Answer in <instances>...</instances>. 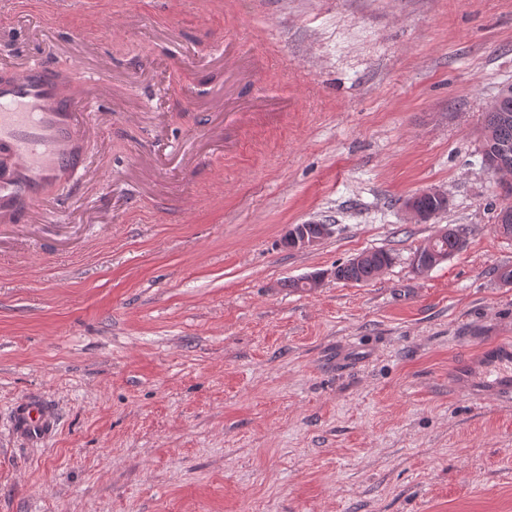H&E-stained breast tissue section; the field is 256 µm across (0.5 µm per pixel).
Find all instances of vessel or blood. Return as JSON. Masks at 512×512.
Here are the masks:
<instances>
[{
	"label": "vessel or blood",
	"instance_id": "obj_1",
	"mask_svg": "<svg viewBox=\"0 0 512 512\" xmlns=\"http://www.w3.org/2000/svg\"><path fill=\"white\" fill-rule=\"evenodd\" d=\"M95 132L86 86L68 67L27 62L0 68V225L20 214L36 218L52 191L64 190L78 175L90 173ZM512 340L502 339L486 365L498 369L491 381L455 380L460 392L480 399L492 395L512 403ZM55 416L36 400L14 409L21 437L39 441L53 429Z\"/></svg>",
	"mask_w": 512,
	"mask_h": 512
}]
</instances>
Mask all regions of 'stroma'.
<instances>
[{"mask_svg":"<svg viewBox=\"0 0 512 512\" xmlns=\"http://www.w3.org/2000/svg\"><path fill=\"white\" fill-rule=\"evenodd\" d=\"M12 2L1 58L93 79L102 176L0 238V512H512V404L450 379L485 372L471 332L512 337L479 155L512 0ZM310 220L335 234L285 248ZM448 226L464 251L415 273ZM366 250L370 282L287 286ZM422 195L419 198L412 197L410 198L404 206L406 213L410 216L414 221H418L419 223L428 222L433 217V213L424 211L419 208L418 203L421 207L426 210L434 211L436 214L444 211L448 207L447 192L440 186H432L423 191H421ZM429 196V197H427ZM431 197V198H430ZM440 199L443 201H438L434 199ZM418 201V202H417ZM435 214V215H436ZM308 224L313 233H317L321 224L319 235L309 233ZM335 233V225L325 224L324 222L308 221L304 224H291L288 226L285 234V244L295 251H309L321 244L323 240L329 238ZM55 415L36 400H24L14 409V426L21 437L39 441L45 438L54 427Z\"/></svg>","mask_w":512,"mask_h":512,"instance_id":"stroma-1","label":"stroma"}]
</instances>
